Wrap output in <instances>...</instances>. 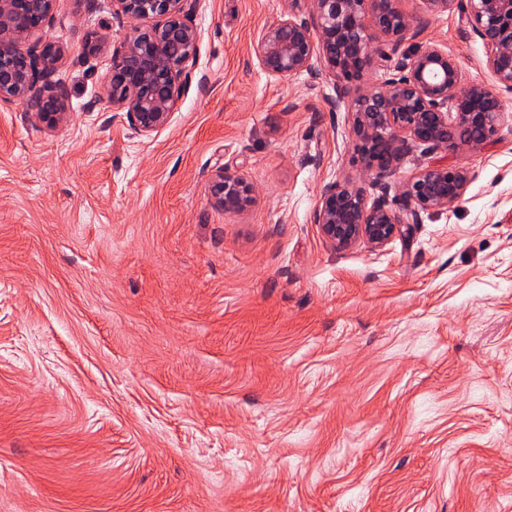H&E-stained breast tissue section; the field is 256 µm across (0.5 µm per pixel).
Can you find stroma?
<instances>
[{"label":"stroma","instance_id":"stroma-1","mask_svg":"<svg viewBox=\"0 0 512 512\" xmlns=\"http://www.w3.org/2000/svg\"><path fill=\"white\" fill-rule=\"evenodd\" d=\"M420 42L494 87L459 10ZM287 0H202L200 54L144 138L102 93L130 31L63 0L57 129L0 105V512H512V94L448 210L336 249L320 189H369L327 79L253 54ZM253 183L239 213L208 185ZM209 193L217 207L227 213H234L252 204L255 187L244 173L224 166L211 177Z\"/></svg>","mask_w":512,"mask_h":512}]
</instances>
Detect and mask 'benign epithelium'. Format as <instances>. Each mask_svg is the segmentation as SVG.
Wrapping results in <instances>:
<instances>
[{"label": "benign epithelium", "mask_w": 512, "mask_h": 512, "mask_svg": "<svg viewBox=\"0 0 512 512\" xmlns=\"http://www.w3.org/2000/svg\"><path fill=\"white\" fill-rule=\"evenodd\" d=\"M201 0H112V17L135 23L112 66L103 95L130 128L150 138L171 122L186 91L184 78L199 60V34L189 23ZM432 14L453 6L465 14L467 33L477 36L497 90L465 81L454 58L429 43L411 53L402 44L424 25L404 13L398 0H289L288 12L264 29L253 45L260 68L277 78L307 74L333 80L330 111H345L355 151L378 189L376 197L348 181L324 185L312 223L331 246L385 248L405 225L460 200L470 182L461 167L427 165L399 175L401 160L421 151L480 147L502 125L499 92L512 93V0H425ZM62 0H0V104H23L47 128L68 121L67 92L54 79L64 49L48 35ZM388 37L398 57L395 72L373 88L352 91L371 57ZM110 29L90 33L85 53L110 45ZM399 207L388 202L392 186ZM214 204L227 213L246 209L255 187L230 167L209 183Z\"/></svg>", "instance_id": "obj_1"}]
</instances>
